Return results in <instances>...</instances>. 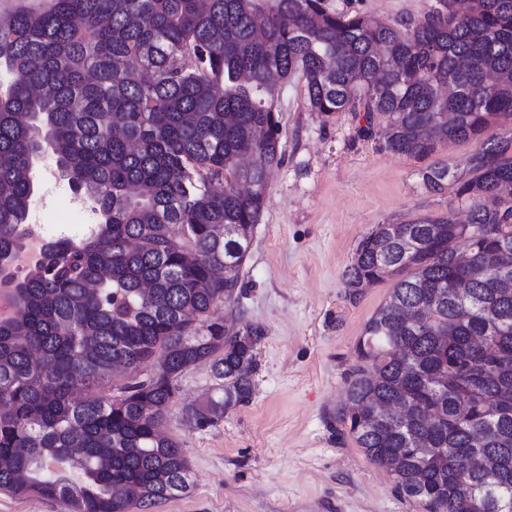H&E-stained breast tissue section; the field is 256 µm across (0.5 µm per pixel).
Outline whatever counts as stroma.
<instances>
[{
	"instance_id": "1",
	"label": "stroma",
	"mask_w": 512,
	"mask_h": 512,
	"mask_svg": "<svg viewBox=\"0 0 512 512\" xmlns=\"http://www.w3.org/2000/svg\"><path fill=\"white\" fill-rule=\"evenodd\" d=\"M433 2L323 0L328 11L389 24L421 19ZM276 109L284 161L269 176L236 298L219 309L229 330L249 323L263 331L252 396L216 425L193 429L183 405L206 402L218 382L206 361L181 376L161 428L183 448L191 487L150 512H424L336 422L357 342L395 284L385 279L352 300L343 276L377 225L451 210L466 218L455 188L469 179L467 161L481 143L451 141L424 157L388 152L360 136L362 113L311 111L298 73L281 81ZM435 164L451 167L437 191L421 179ZM91 208L65 179H53L39 189L30 221L48 238L78 240Z\"/></svg>"
}]
</instances>
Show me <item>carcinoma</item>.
Returning a JSON list of instances; mask_svg holds the SVG:
<instances>
[{"label": "carcinoma", "instance_id": "cac0c4a2", "mask_svg": "<svg viewBox=\"0 0 512 512\" xmlns=\"http://www.w3.org/2000/svg\"><path fill=\"white\" fill-rule=\"evenodd\" d=\"M391 25L321 0H48L0 10V269L21 247L45 150L98 208L90 236L47 242L0 320V490L70 512L149 509L190 487L159 425L178 380L211 362L220 395L183 406L214 425L250 401L263 331H224L269 172L283 162L276 85L298 72L312 110L365 112L360 135L426 156L482 139L455 213L379 224L349 295L396 276L367 321L336 420L425 512L512 502V0H436ZM381 126L376 131L375 126ZM450 166L431 167L439 190ZM470 260L467 292L457 244ZM500 246L495 267L486 253ZM420 312L415 323L405 320ZM128 375L124 395L82 391ZM421 411L432 412L424 421Z\"/></svg>", "mask_w": 512, "mask_h": 512}]
</instances>
